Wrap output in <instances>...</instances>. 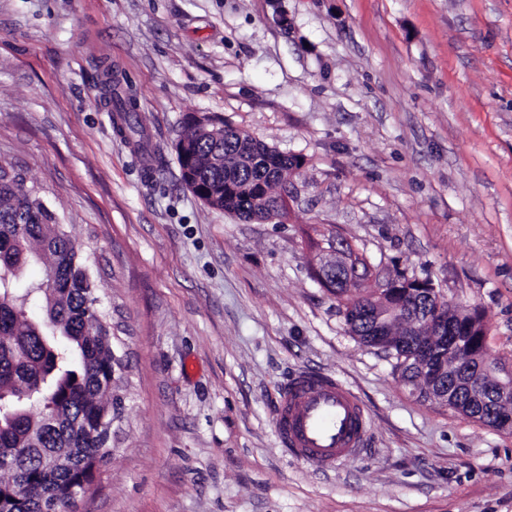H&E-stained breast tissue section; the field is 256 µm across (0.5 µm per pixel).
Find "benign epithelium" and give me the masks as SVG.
<instances>
[{"label": "benign epithelium", "mask_w": 512, "mask_h": 512, "mask_svg": "<svg viewBox=\"0 0 512 512\" xmlns=\"http://www.w3.org/2000/svg\"><path fill=\"white\" fill-rule=\"evenodd\" d=\"M313 264L316 270L330 275L349 268L350 259L345 245L335 242L332 247L317 252ZM385 293L368 308L367 317L376 334L372 345L391 350L398 339L387 334L390 322L405 313L397 302L402 294L427 293L434 295L436 288L426 280L403 278L388 275L382 281ZM415 329L429 328L431 339L443 338L445 347H435L422 343L407 354L401 363V373L405 382L411 383V377L425 378L429 385L414 387L422 396L442 404L453 401L463 407L462 394L478 389L486 390L499 403L512 404V371L500 377L486 363V347L476 346L471 337L487 336V330L481 312L476 308L448 301V313L436 311L435 315L416 314L412 318ZM71 451L57 448L51 456L43 461L41 468L51 471L70 462Z\"/></svg>", "instance_id": "obj_1"}]
</instances>
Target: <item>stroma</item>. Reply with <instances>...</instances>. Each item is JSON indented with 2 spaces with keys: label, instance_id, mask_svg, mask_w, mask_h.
<instances>
[{
  "label": "stroma",
  "instance_id": "35a3bbf8",
  "mask_svg": "<svg viewBox=\"0 0 512 512\" xmlns=\"http://www.w3.org/2000/svg\"><path fill=\"white\" fill-rule=\"evenodd\" d=\"M107 66L165 159L155 180L99 100ZM193 114L302 157L286 220L185 187ZM1 161L126 328L127 420L80 512H512V433L419 397L361 345L308 244L333 229L380 275L479 308L512 367V0H0ZM304 371L369 416L332 471L276 436Z\"/></svg>",
  "mask_w": 512,
  "mask_h": 512
}]
</instances>
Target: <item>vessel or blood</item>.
Masks as SVG:
<instances>
[{
    "label": "vessel or blood",
    "instance_id": "b4317fda",
    "mask_svg": "<svg viewBox=\"0 0 512 512\" xmlns=\"http://www.w3.org/2000/svg\"><path fill=\"white\" fill-rule=\"evenodd\" d=\"M275 429L292 457L328 471L362 450L368 417L350 388L307 371L283 386Z\"/></svg>",
    "mask_w": 512,
    "mask_h": 512
}]
</instances>
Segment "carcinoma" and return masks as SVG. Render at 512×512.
Wrapping results in <instances>:
<instances>
[{"instance_id":"cac0c4a2","label":"carcinoma","mask_w":512,"mask_h":512,"mask_svg":"<svg viewBox=\"0 0 512 512\" xmlns=\"http://www.w3.org/2000/svg\"><path fill=\"white\" fill-rule=\"evenodd\" d=\"M103 98L112 113L116 133L134 150L150 159L147 176L159 172L163 157L150 136L137 122V96L131 87L104 71ZM207 132L193 123L180 142L194 157L186 187L204 184L213 190L207 202L248 222L252 214L278 217L271 186L263 187L268 172H297L302 160L282 153L232 127L205 117ZM42 217L30 216L32 206ZM45 261L44 272L60 274L62 295L51 300L43 283L24 291L16 288L19 274L31 263ZM85 260L70 232L46 207L39 190L12 167L0 169V487L16 489L17 512H50V501L32 494L28 487L40 485L53 494L81 482L95 465L112 454V440L93 438L85 431L102 415L121 423L126 401L112 400V379L128 381L112 365L107 342L87 337L92 331L112 335L104 311L95 305L96 288ZM345 306L349 330L370 345L371 324L363 321L359 307L371 302L375 289L365 283L346 293L333 288ZM38 307L42 316L30 314ZM465 416L480 422L490 417L495 404L481 397L470 398ZM54 448H70L73 467L58 472L40 469L41 458Z\"/></svg>"}]
</instances>
